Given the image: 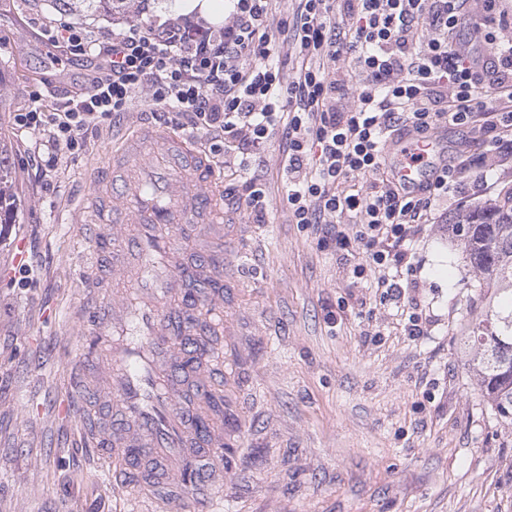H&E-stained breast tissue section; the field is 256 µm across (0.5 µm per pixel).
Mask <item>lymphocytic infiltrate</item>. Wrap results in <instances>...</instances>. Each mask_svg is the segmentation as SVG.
I'll list each match as a JSON object with an SVG mask.
<instances>
[{"mask_svg": "<svg viewBox=\"0 0 512 512\" xmlns=\"http://www.w3.org/2000/svg\"><path fill=\"white\" fill-rule=\"evenodd\" d=\"M231 2L217 29L171 20L94 38L68 27L70 55L98 66L86 89L50 103L33 95L13 114V125L46 135L29 165L49 178L60 155L79 154L98 124L148 90L153 114L214 136L239 170L265 164L280 140L291 223L315 226L322 248L362 255L354 277L373 271L382 300H400L419 226L466 198L460 169L483 187L489 169L512 161V13L478 0L475 36L462 48L468 0H293L287 19L277 0ZM276 34L287 74L273 61ZM448 124L473 132L458 149L461 168L435 167L406 190L387 164L389 137Z\"/></svg>", "mask_w": 512, "mask_h": 512, "instance_id": "1", "label": "lymphocytic infiltrate"}]
</instances>
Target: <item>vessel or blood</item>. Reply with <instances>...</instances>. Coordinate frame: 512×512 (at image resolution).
Wrapping results in <instances>:
<instances>
[{
  "label": "vessel or blood",
  "instance_id": "obj_1",
  "mask_svg": "<svg viewBox=\"0 0 512 512\" xmlns=\"http://www.w3.org/2000/svg\"><path fill=\"white\" fill-rule=\"evenodd\" d=\"M443 146L440 135L413 132L396 143V170L406 187L426 181L429 171L418 161L438 158ZM223 191V173L203 161L186 137L145 123L93 168L70 217L93 245L78 274L98 291L83 332V358L71 379L73 408L82 416L98 470L130 501L139 485L154 481L135 454L147 448L194 512L224 509L209 468L224 451V427L193 437L192 425L205 409L185 400L178 364L187 351L185 337L212 335L195 380L198 393L216 391L212 371L224 365L230 321L222 291L198 294L195 304H186L189 279H213L217 270L209 255L189 262L176 247L177 239L219 236L233 223L218 203ZM94 386L112 409L107 431L86 396Z\"/></svg>",
  "mask_w": 512,
  "mask_h": 512
}]
</instances>
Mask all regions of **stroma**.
Listing matches in <instances>:
<instances>
[{"instance_id": "obj_1", "label": "stroma", "mask_w": 512, "mask_h": 512, "mask_svg": "<svg viewBox=\"0 0 512 512\" xmlns=\"http://www.w3.org/2000/svg\"><path fill=\"white\" fill-rule=\"evenodd\" d=\"M185 0H143L136 20L214 25ZM111 30V18L75 16L51 0H0V138L11 147L16 210L0 226V512H114L70 414L67 377L78 357L86 300L76 258L91 248L68 222L72 192L109 159L103 127L81 155L61 156L43 186L28 173L39 136L12 113L33 94L78 90L92 69L44 37L52 26ZM255 178L264 220L244 209L243 178L214 158L239 203L240 239H197L239 256L224 271V401L235 434L224 450L226 512H512V426L496 419L460 347L486 298L446 218L412 242L424 334L404 331L355 258L320 248L313 227L288 221L287 188L267 146ZM26 258L29 287L9 285Z\"/></svg>"}]
</instances>
